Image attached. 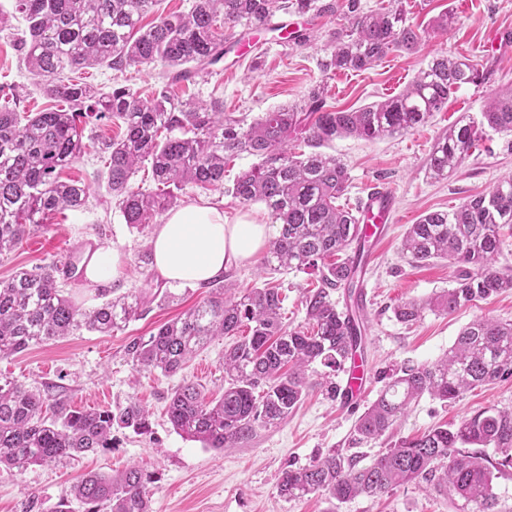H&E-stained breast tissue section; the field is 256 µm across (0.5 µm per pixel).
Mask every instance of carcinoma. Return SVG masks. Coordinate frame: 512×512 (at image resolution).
<instances>
[{"mask_svg": "<svg viewBox=\"0 0 512 512\" xmlns=\"http://www.w3.org/2000/svg\"><path fill=\"white\" fill-rule=\"evenodd\" d=\"M157 0H15L26 23L21 43L32 75L43 78L42 94L65 107L20 113L17 94L0 105V253L12 250L49 216L82 209L90 188L62 180V170L88 148L85 125L118 119L123 134L103 144L108 154L107 182L129 228L144 233L155 218L178 202L187 184L224 189V163L246 154L256 159L227 189L242 204L261 203L275 233L262 268L296 270L320 276L324 287L307 291L304 307L314 330L287 329L284 298L263 286L238 295L214 279L209 297L181 317L127 347L133 363L164 375L181 370L187 359L217 336L248 335L224 350V393L206 400L186 382L170 395L169 421L181 436L206 448H233L257 427L277 426L304 400L308 368L344 364L357 348L361 331L348 312L338 309L331 291L352 292L357 265L347 251L359 252L365 238L357 215L336 203L349 186L342 160L319 148L337 138L384 139L426 123L465 85L482 80L465 57L434 56L396 96L359 110H329L315 91L303 108L280 107L248 125L224 114L216 103L175 99L161 88L145 99L126 87L103 91L75 84L70 71L108 64L114 69L148 64L163 68L166 84L188 80L224 59L227 43L266 24L280 11L335 14L336 0H193L186 13H170L144 26L142 18ZM378 12H364L347 0L346 26L328 34L325 71H364L397 47L416 49L426 31L410 24L402 0ZM224 30H219L217 22ZM512 135V90L489 99L478 122L462 116L434 142L426 170L446 179L457 170L482 136L483 128ZM305 134L312 151L295 155L291 134ZM148 163L161 193L136 189L131 178ZM512 227V178L488 194L451 211L426 212L409 225L401 250L417 264L447 259L457 265L455 286L433 297L405 299L396 319L413 323L427 310L451 314L494 294L512 290V273L494 266L500 231ZM71 252L57 262L23 269L0 281V358L71 335L84 328L109 335L147 313L148 301L132 291L112 296L98 289L101 302L83 309L64 296L61 282L84 275ZM512 377V323L479 317L465 326L442 358L408 366L393 376L358 417V443L376 441L396 426L410 405L427 394L443 402ZM148 427V412L136 401L110 409L71 408L62 398L28 389L0 375V472L19 473L31 465H56L112 447V429ZM472 451H467V448ZM476 448L500 456L488 465ZM512 469V410L487 409L454 427L437 426L415 438L399 439L371 463L358 466L332 450L311 464L283 470L280 495L298 499L325 493L345 503L360 495L375 497L425 480L469 512H500L493 491L496 475ZM149 474L131 467L117 476L88 473L73 486L86 512H151Z\"/></svg>", "mask_w": 512, "mask_h": 512, "instance_id": "1", "label": "carcinoma"}]
</instances>
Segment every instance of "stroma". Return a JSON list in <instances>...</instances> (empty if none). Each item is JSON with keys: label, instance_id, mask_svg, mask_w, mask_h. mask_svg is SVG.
Here are the masks:
<instances>
[{"label": "stroma", "instance_id": "1", "mask_svg": "<svg viewBox=\"0 0 512 512\" xmlns=\"http://www.w3.org/2000/svg\"><path fill=\"white\" fill-rule=\"evenodd\" d=\"M404 6L409 22L426 28V37L415 51L390 50L369 70L321 69L327 34L343 27L342 16L291 14L287 20L292 26L311 32L309 45L298 48L281 39L266 38L264 31L256 30L252 36L259 41V69H252L251 57L232 52L208 77L180 82L169 89L172 96L182 100H220L225 111L250 120L283 105L303 106L320 85L325 88V102L330 108L355 110L383 101L398 94L436 55L468 57L483 71L482 84L463 86L450 96L447 108L407 133L380 140L339 138L326 148L349 169L351 186L343 204L357 208L373 183L390 187L396 199V221L363 282L368 310L360 354L371 377L368 397L372 400L405 362L428 364L443 356L461 329L475 318L512 322V291L448 315L425 312L411 326L400 323L393 314L401 300L424 299L455 285V270L446 261L418 265L402 254L401 239L408 225L424 212L452 210L469 198L488 193L499 180L512 177V136L493 131L448 178L436 180L426 171L430 150L448 125L464 115L479 117L488 97L512 89V0H404ZM13 11V0H0V12L13 18L11 30L0 33V87L17 88L21 110L55 108L56 100L41 94L26 68L20 44L25 22ZM444 12L452 16L451 26L444 33L434 31L435 18ZM72 79L104 89L127 85L146 98L161 84L159 68L146 65L120 70L89 68L73 73ZM105 161V155L90 150L64 170V177L90 185L88 205L55 215L52 223L30 231L12 251L1 254L0 281L73 251L110 247L119 251L125 262L126 272L118 280L121 289L139 288L153 295L151 308L144 317L112 335L81 329L0 359V373L25 386L49 390L75 409H118L138 401L149 412V427L140 434L115 430L110 448L64 465H33L18 474L0 475V512H56L62 503L70 512H85V505L71 493L76 479L89 471L116 475L131 466L154 478L151 512H467L463 499H448L427 482L346 503L322 493L287 500L280 497L278 482L284 469L308 465L333 448L360 456L366 465L390 440L412 437L491 407L512 408V377L478 387L449 404L422 397L390 438L356 444L352 434L358 411L343 409L327 392L328 383L340 382L343 373L317 363L309 371L307 396L281 425L257 428L237 447L222 452L177 434L166 415L171 392L182 383L192 382L207 397L218 396L224 387V350L233 339L215 338L173 375L133 364L126 353L133 338L150 336L205 298L208 291L196 283L166 282L140 273L135 261L143 236L127 226L111 197ZM179 202L223 206L231 220L243 213L263 218L268 215L262 204H243L226 192L190 185L180 191ZM260 267L261 259L255 256L246 263L228 266L225 274L238 289L266 282L279 286L286 296L284 323L306 325L302 295L305 289L317 287L316 276L296 271L264 275Z\"/></svg>", "mask_w": 512, "mask_h": 512}]
</instances>
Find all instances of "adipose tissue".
<instances>
[{"mask_svg": "<svg viewBox=\"0 0 512 512\" xmlns=\"http://www.w3.org/2000/svg\"><path fill=\"white\" fill-rule=\"evenodd\" d=\"M270 235V225L250 214L231 221L219 206L191 203L158 226L152 239L155 269L168 281H206L251 259Z\"/></svg>", "mask_w": 512, "mask_h": 512, "instance_id": "ef3b65f1", "label": "adipose tissue"}]
</instances>
